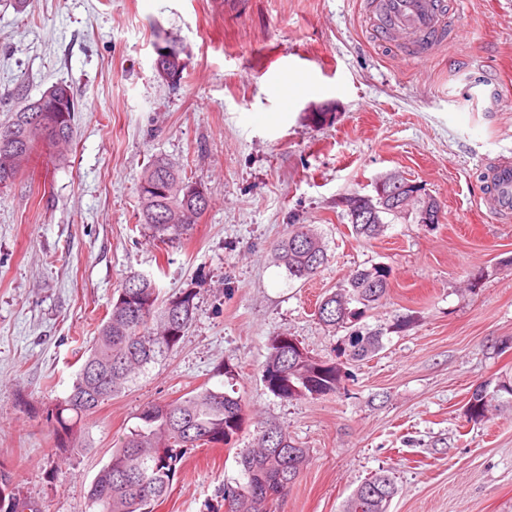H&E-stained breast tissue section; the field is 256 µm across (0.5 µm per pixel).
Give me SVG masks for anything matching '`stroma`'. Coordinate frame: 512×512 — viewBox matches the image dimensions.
<instances>
[{
    "label": "stroma",
    "mask_w": 512,
    "mask_h": 512,
    "mask_svg": "<svg viewBox=\"0 0 512 512\" xmlns=\"http://www.w3.org/2000/svg\"><path fill=\"white\" fill-rule=\"evenodd\" d=\"M367 0H0V123L25 98L67 81L79 102L72 150L38 149L0 190V463L37 512H91L88 492L146 403L224 388L247 422L238 442L189 449L154 512H224L225 484L258 426L285 429L309 462L270 512H343L386 471L390 512H512V407L468 423L475 388L512 378V222L487 207L484 168L512 162V0H454L456 38L430 61L404 59L366 30ZM180 39V83L154 70V44ZM300 75L304 90L283 95ZM498 83L497 111L466 93ZM156 156L183 169L210 205L167 246L137 221V184ZM398 173L440 200L439 223L412 215L365 240L346 197ZM311 225L328 261L291 279L272 244ZM390 271L361 326L383 347L357 361L348 333L316 302L356 270ZM163 296L191 288L197 310L179 347L148 365L84 424L82 448L56 450L48 409L128 272ZM409 318L394 329L397 317ZM341 363L340 390L286 401L268 391L270 337Z\"/></svg>",
    "instance_id": "stroma-1"
}]
</instances>
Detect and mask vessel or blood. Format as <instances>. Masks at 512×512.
Masks as SVG:
<instances>
[{
	"mask_svg": "<svg viewBox=\"0 0 512 512\" xmlns=\"http://www.w3.org/2000/svg\"><path fill=\"white\" fill-rule=\"evenodd\" d=\"M447 0H370L367 28L376 41L403 43L404 56L428 60L452 35ZM490 209L512 216V164L490 165L483 175Z\"/></svg>",
	"mask_w": 512,
	"mask_h": 512,
	"instance_id": "1",
	"label": "vessel or blood"
}]
</instances>
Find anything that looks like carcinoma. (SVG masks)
Segmentation results:
<instances>
[{
	"mask_svg": "<svg viewBox=\"0 0 512 512\" xmlns=\"http://www.w3.org/2000/svg\"><path fill=\"white\" fill-rule=\"evenodd\" d=\"M162 44L173 48L161 61L163 68L182 79L186 70L184 49L175 39ZM78 102L70 85L58 82L40 97L12 113L0 124V190L15 184L37 148L57 149L66 161L73 142ZM139 222L155 240H179L192 230L209 206L200 184L163 158L151 160L138 185ZM374 198L354 193L347 202L374 217L370 224L351 222L353 233L367 240L383 235L388 227L386 211H376ZM277 260L294 280L309 281L327 263L326 245L306 224L293 225L288 235L273 245ZM389 270L382 265L358 269L319 303L320 323L332 329L349 328V356L363 360L383 348V332L355 327L359 318L387 294ZM197 293L186 288L161 298L155 280L132 272L126 276L112 308L97 326L70 393L49 412L52 434L60 450L82 446L84 418L132 382L146 365L173 352L180 344L197 309ZM262 379L267 389L283 400L318 398L336 392L343 371L332 359L302 356L288 345L284 335L269 342ZM512 402V378L495 386L477 387L469 397L466 420L487 417L492 402ZM139 423L123 435L108 463L92 482L88 498L92 512H153L165 499L182 460L191 447L229 446L246 423L242 399L227 391L203 388L170 403H150L137 416ZM308 459L288 432L266 424L260 427L252 448L239 458L244 482L224 484V508L229 512H268V504L284 496ZM397 492L383 471L365 479L346 501L344 512H389ZM0 512H33L14 493L10 475L0 470Z\"/></svg>",
	"mask_w": 512,
	"mask_h": 512,
	"instance_id": "carcinoma-1",
	"label": "carcinoma"
}]
</instances>
